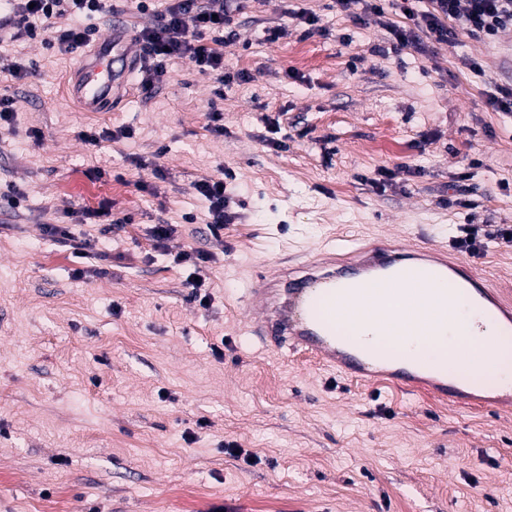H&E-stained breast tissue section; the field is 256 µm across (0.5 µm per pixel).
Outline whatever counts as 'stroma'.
Segmentation results:
<instances>
[{
  "mask_svg": "<svg viewBox=\"0 0 512 512\" xmlns=\"http://www.w3.org/2000/svg\"><path fill=\"white\" fill-rule=\"evenodd\" d=\"M292 4L324 31L286 17ZM118 17L154 22L107 0L97 37ZM403 21L392 7L357 26L333 0H249L224 49L247 83L215 97L213 75L178 59L112 112L65 98L81 53L0 43V61L32 69L0 128V195H26L0 211V512H512V405L350 381L245 332L254 270L512 225V115L487 104L512 84V29L397 53L384 25ZM91 127L134 134L98 153L78 138ZM220 168L234 220L215 237L190 185ZM103 205L123 224L75 226L88 257L73 277L69 247L40 226ZM157 224L177 227L162 246ZM189 246L211 256L204 305L167 258ZM472 262L512 290V247L485 242ZM227 440L256 463L225 455Z\"/></svg>",
  "mask_w": 512,
  "mask_h": 512,
  "instance_id": "1",
  "label": "stroma"
}]
</instances>
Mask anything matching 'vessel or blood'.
Returning a JSON list of instances; mask_svg holds the SVG:
<instances>
[{"mask_svg":"<svg viewBox=\"0 0 512 512\" xmlns=\"http://www.w3.org/2000/svg\"><path fill=\"white\" fill-rule=\"evenodd\" d=\"M131 46L126 28L113 25L73 69L67 93L83 111L109 112L122 101ZM451 290L512 333V293L447 249L398 243L369 246L356 260L326 250L303 272L282 268L262 277L245 296L246 329L272 345L316 356L346 379L382 378L406 390L427 389L452 405H471V392L446 374L398 351L377 354L368 338L351 336L355 323L371 314L382 317L392 335H433Z\"/></svg>","mask_w":512,"mask_h":512,"instance_id":"vessel-or-blood-1","label":"vessel or blood"}]
</instances>
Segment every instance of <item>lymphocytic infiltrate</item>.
<instances>
[{"instance_id": "lymphocytic-infiltrate-1", "label": "lymphocytic infiltrate", "mask_w": 512, "mask_h": 512, "mask_svg": "<svg viewBox=\"0 0 512 512\" xmlns=\"http://www.w3.org/2000/svg\"><path fill=\"white\" fill-rule=\"evenodd\" d=\"M399 8L407 12L408 24L387 27L397 51L417 49L426 42L446 43L455 21L471 34L486 38L512 28V0H400ZM103 10V0H9L8 15L0 19V30H8L13 40L46 34L59 50L75 53L90 45L93 30L88 20ZM157 16L155 25L133 36L143 92H152L164 83L167 63L173 58H189L201 70L215 75L219 84L215 94L219 97L224 94V86L248 81L247 73L224 69L223 48L230 42L224 30L233 21L225 0H167ZM57 18L67 19V26L54 27ZM224 185L220 174L192 185L207 207V226L215 235L232 221Z\"/></svg>"}]
</instances>
